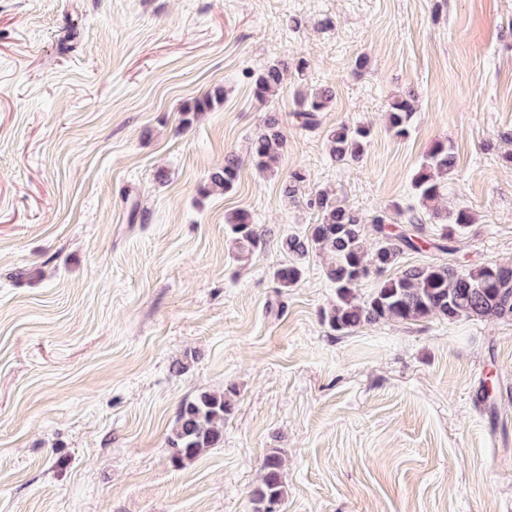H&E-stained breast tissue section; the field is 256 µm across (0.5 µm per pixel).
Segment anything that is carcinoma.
<instances>
[{
  "label": "carcinoma",
  "mask_w": 512,
  "mask_h": 512,
  "mask_svg": "<svg viewBox=\"0 0 512 512\" xmlns=\"http://www.w3.org/2000/svg\"><path fill=\"white\" fill-rule=\"evenodd\" d=\"M284 64L273 63L253 74L254 95L264 103L275 100L283 86ZM334 95L328 88H310L297 93L295 117L304 128L318 124L317 113L325 112ZM389 129L397 137L409 135L414 113L411 93H399L388 102ZM371 129L365 124H341L327 133L332 158L343 163L359 162L368 145ZM287 145L279 121L271 116L252 136L249 160L257 173L272 175ZM455 156L451 147L435 143L412 178V188L419 209L412 210L410 227L395 230L386 225V216L372 219L375 239L368 241L365 222L354 208L334 194L319 191L309 200L318 211L320 221L304 235L289 234L281 247L289 256L288 264L274 272L280 288H292L300 280L304 265L313 256L325 258L324 274L336 288V301L322 314V323L330 331L344 335L366 325L382 322H412L427 318L447 321L486 319L512 321V265L488 263L479 266L427 264L405 266L395 275L386 272L399 263L404 250H419L428 244L440 252H454L450 246L455 233L473 223L466 207L442 213L436 202L442 196L448 176L454 171ZM242 163L235 155L224 157V165L213 169L209 188L220 193L232 192L240 179ZM306 174L293 170L282 186L283 196L295 197ZM453 227L435 240L425 241L416 235L420 214ZM226 235L235 256L247 259L263 245V236L246 212H234L226 218ZM378 276L373 292L361 299L360 283L370 275ZM236 389L221 393L202 392L184 402L176 415L168 444L174 463L191 461L219 446L224 438V423L235 412ZM284 458L279 449H271L263 458L261 479L255 490L260 504L258 512H278L286 495Z\"/></svg>",
  "instance_id": "1"
}]
</instances>
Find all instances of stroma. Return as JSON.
Wrapping results in <instances>:
<instances>
[{
	"label": "stroma",
	"mask_w": 512,
	"mask_h": 512,
	"mask_svg": "<svg viewBox=\"0 0 512 512\" xmlns=\"http://www.w3.org/2000/svg\"><path fill=\"white\" fill-rule=\"evenodd\" d=\"M299 56L304 79L260 104L253 73ZM301 84L335 93L313 130ZM407 90L399 138L385 108ZM271 112L288 145L263 177L247 158ZM341 123L372 130L360 163L329 155ZM438 141L445 203L474 221L454 255L400 265L512 262V0H0V512H255L274 448L280 512H512V321L337 336L321 260L273 279L317 191L404 226ZM228 153L244 165L224 195L208 175ZM237 211L266 230L246 261L225 236ZM228 386L223 442L175 466L178 408ZM284 458L278 448L271 449L263 458L261 479L255 490L260 504L258 512H278L277 508L286 495Z\"/></svg>",
	"instance_id": "1"
}]
</instances>
